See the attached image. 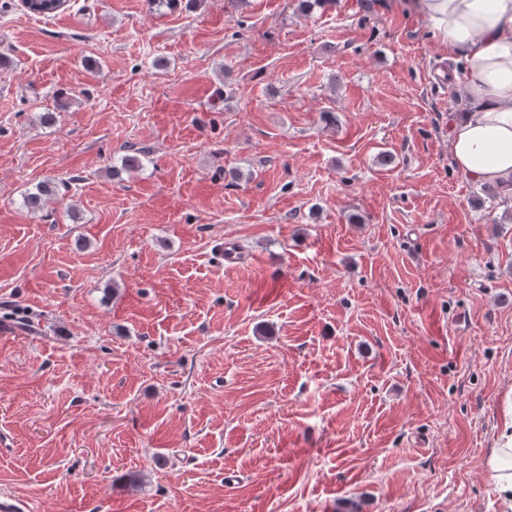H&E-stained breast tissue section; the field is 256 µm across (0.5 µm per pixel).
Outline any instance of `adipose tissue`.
<instances>
[{"instance_id": "obj_1", "label": "adipose tissue", "mask_w": 512, "mask_h": 512, "mask_svg": "<svg viewBox=\"0 0 512 512\" xmlns=\"http://www.w3.org/2000/svg\"><path fill=\"white\" fill-rule=\"evenodd\" d=\"M441 50L463 55L471 102L450 126L456 166L479 182L512 185V0H413ZM498 448L483 468L505 512H512V397Z\"/></svg>"}]
</instances>
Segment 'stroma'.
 Returning <instances> with one entry per match:
<instances>
[{"label": "stroma", "instance_id": "35a3bbf8", "mask_svg": "<svg viewBox=\"0 0 512 512\" xmlns=\"http://www.w3.org/2000/svg\"><path fill=\"white\" fill-rule=\"evenodd\" d=\"M400 2L0 0V494L500 512L512 199L458 171L464 59ZM53 182H43L36 186L34 191H28L23 196V207L29 212H37L42 208L44 198L57 193Z\"/></svg>", "mask_w": 512, "mask_h": 512}]
</instances>
